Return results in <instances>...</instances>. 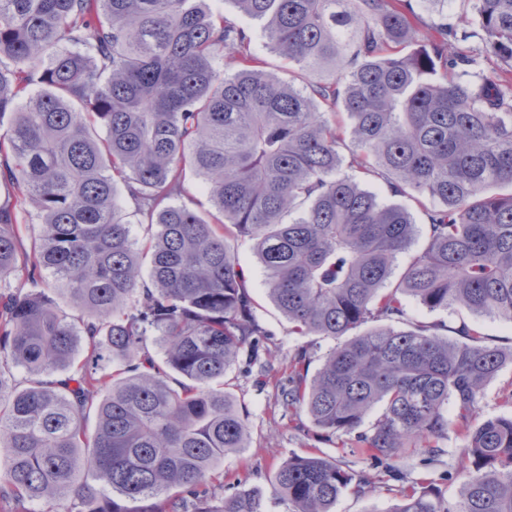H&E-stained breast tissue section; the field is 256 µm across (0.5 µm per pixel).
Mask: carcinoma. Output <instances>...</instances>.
<instances>
[{
	"label": "carcinoma",
	"mask_w": 512,
	"mask_h": 512,
	"mask_svg": "<svg viewBox=\"0 0 512 512\" xmlns=\"http://www.w3.org/2000/svg\"><path fill=\"white\" fill-rule=\"evenodd\" d=\"M232 2L291 64L288 80L206 0H0V120L11 116L0 182L41 221L23 268L55 281L0 292V500L262 512L249 490L219 505L209 493L250 437L226 372L241 360L273 371L233 234L292 334L335 341L313 374L308 348L296 353L286 409L322 441L357 433L397 481L407 449L431 465L452 430L464 440L445 474L457 497L423 479L398 489L393 512H512V415L479 418L512 344L478 321L512 322V191L488 192L512 187V0H462L471 11L459 15L450 0ZM421 8L438 18L425 40ZM481 57L503 75L476 71ZM345 165L354 173L338 176ZM190 176L215 209L206 217L175 204ZM377 183L426 218L425 245L397 278L417 225ZM122 202L145 218L143 249ZM22 231L0 207V280L18 271ZM408 299L459 323L413 322ZM11 367L26 386L5 377ZM375 487L316 451L282 461L272 483L293 512H333L346 490Z\"/></svg>",
	"instance_id": "cac0c4a2"
}]
</instances>
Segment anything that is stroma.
Wrapping results in <instances>:
<instances>
[{"mask_svg":"<svg viewBox=\"0 0 512 512\" xmlns=\"http://www.w3.org/2000/svg\"><path fill=\"white\" fill-rule=\"evenodd\" d=\"M235 256L243 266L250 291L259 305L257 314L271 335L269 348L274 356V370L268 375L259 371H247L244 363H237L227 373L225 380L233 392L245 403L249 412L250 441L243 451L229 455L224 460V484L211 489L214 501L231 497L242 489H254L262 495L263 512H291L287 503L271 492L275 472L283 460L292 454H303L316 449L337 462L354 470L369 468L354 436L347 435L329 444L316 441L313 427L305 413H293L285 409L279 397V388L288 379V366L304 338L290 335L287 319L268 299L264 285V272L249 243L235 241ZM443 453L439 465L423 464L416 453H406L398 466L406 480L428 477L433 479L439 494L447 499L455 498L456 484L442 479L448 461L463 446L461 437L449 434L441 441ZM377 488L374 492L360 495L346 491L339 498L334 512H390L399 502L394 483L383 469L373 470Z\"/></svg>","mask_w":512,"mask_h":512,"instance_id":"1","label":"stroma"}]
</instances>
